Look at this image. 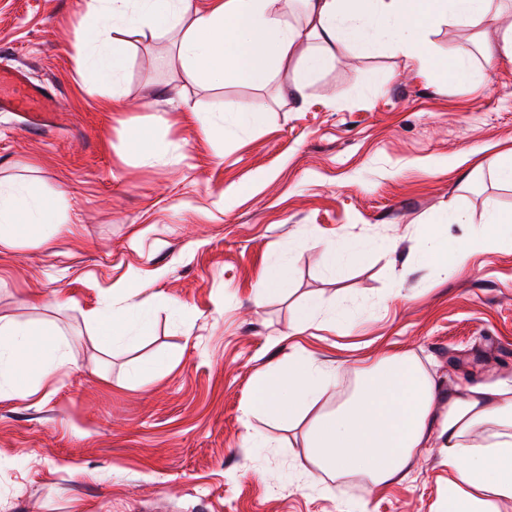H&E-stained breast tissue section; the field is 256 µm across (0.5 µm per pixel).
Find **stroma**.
<instances>
[{"label": "stroma", "mask_w": 512, "mask_h": 512, "mask_svg": "<svg viewBox=\"0 0 512 512\" xmlns=\"http://www.w3.org/2000/svg\"><path fill=\"white\" fill-rule=\"evenodd\" d=\"M84 0H0V68L47 85L53 112H0V181L63 199L76 235L0 251V315L59 329L71 368L22 400H0V512H445L448 466L424 448L383 488L351 479L312 484L304 425L245 416L254 380L303 351L355 369L410 352L442 389L512 380V239L472 249L441 274L419 247L448 208L469 221L442 237L468 244L489 211L512 212V185L480 165L512 149V64L487 66L498 32L439 20V59L470 47V74H420L387 44L338 46L304 92L281 75L190 81L171 38L133 42L120 82L124 109L101 108L71 44ZM258 105L261 125H235L225 100ZM219 132L198 133L197 116ZM139 130L144 155L129 143ZM360 240L340 273L320 248ZM287 290L256 302L266 269ZM147 282L139 339L106 354L84 314L113 285ZM321 310L293 332L297 310ZM289 279V269L285 264L270 268L254 286L256 302L260 303L270 293L284 290L288 286Z\"/></svg>", "instance_id": "obj_1"}]
</instances>
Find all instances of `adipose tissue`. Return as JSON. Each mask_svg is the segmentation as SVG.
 <instances>
[{"label":"adipose tissue","instance_id":"1","mask_svg":"<svg viewBox=\"0 0 512 512\" xmlns=\"http://www.w3.org/2000/svg\"><path fill=\"white\" fill-rule=\"evenodd\" d=\"M302 22H288V0H90L89 34L78 37L75 64L85 85L119 84L131 40L160 32L172 38L185 74L199 82L261 85L283 72L282 92L299 95L336 58L340 44L361 52L387 43L424 72L439 62L424 50L436 20L467 28L500 23L502 0H301ZM501 24V23H500ZM59 198L0 186V248L48 245L73 233ZM143 285L112 290L107 308L85 317L107 349L134 338L149 299ZM62 334L0 316V399L31 395L35 381L71 366ZM339 383L337 369L295 354L256 378L250 408L277 422L309 416L304 446L331 477L355 476L372 487L404 479L419 449L443 448L451 476L448 512H499L512 501V383L499 380L443 396L411 354L391 351L358 369L351 394L334 411L314 407Z\"/></svg>","mask_w":512,"mask_h":512}]
</instances>
